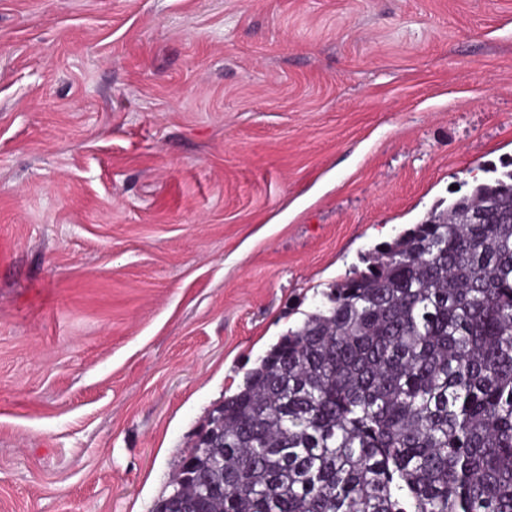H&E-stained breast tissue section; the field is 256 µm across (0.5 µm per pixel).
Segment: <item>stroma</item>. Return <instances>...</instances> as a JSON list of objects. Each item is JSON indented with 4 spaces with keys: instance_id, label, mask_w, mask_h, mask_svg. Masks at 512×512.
Masks as SVG:
<instances>
[{
    "instance_id": "1",
    "label": "stroma",
    "mask_w": 512,
    "mask_h": 512,
    "mask_svg": "<svg viewBox=\"0 0 512 512\" xmlns=\"http://www.w3.org/2000/svg\"><path fill=\"white\" fill-rule=\"evenodd\" d=\"M512 170V0H0V512H152L336 282Z\"/></svg>"
}]
</instances>
